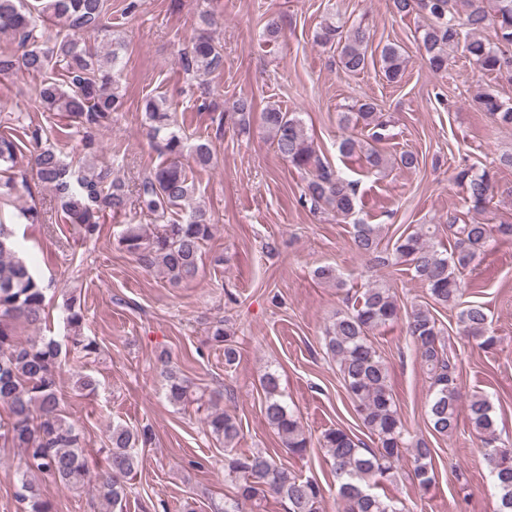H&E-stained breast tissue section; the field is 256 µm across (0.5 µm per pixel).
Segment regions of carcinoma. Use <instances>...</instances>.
I'll return each mask as SVG.
<instances>
[{
    "label": "carcinoma",
    "mask_w": 512,
    "mask_h": 512,
    "mask_svg": "<svg viewBox=\"0 0 512 512\" xmlns=\"http://www.w3.org/2000/svg\"><path fill=\"white\" fill-rule=\"evenodd\" d=\"M398 14L425 12L431 24L423 29L422 47L430 68H448L450 55L461 46L477 68L512 79V0H392ZM49 22L58 28L55 38L42 40L38 28ZM112 27L110 0H0V34L17 41L15 53L0 54V74L24 70L42 77L38 103L50 112H63L70 128L82 134L83 157L75 164L65 161L61 151L49 143L41 128L26 130L21 140L12 133L0 135V167L13 168L15 158L27 149L33 158L32 179L51 189L59 201L65 222L84 241L98 238L100 218L110 211L119 215L130 198L153 220V229L125 224L118 235L119 249L147 270H159L172 285L197 277L201 250L213 235V224L206 209L194 204L196 186L182 162L186 141L176 129V106L164 95L145 99L142 122L165 160L132 186L122 182L112 166L97 164L95 134L112 124V114L123 107V95L116 79V67L123 43L112 39V49L101 55L95 34ZM492 36H485L486 30ZM369 31L359 24L349 29L327 24L317 34L324 44L341 47L342 67L357 73L366 66L364 45ZM382 69L390 82L398 81L407 60L395 44L381 50ZM182 68L206 77L224 67L221 48L201 35L184 49ZM480 109L496 123L512 127V100L492 92L477 96ZM261 119L272 135L277 153L292 166L310 175L302 203L327 207L344 219L356 211L355 184L323 161L296 112H285L269 105ZM356 124L365 138L349 135L339 150L347 156L362 155L369 168L381 171L387 157L374 144L389 137L388 123L381 119L376 103L368 98L358 105ZM191 155L201 167L213 161L209 142L193 145ZM455 180L466 187L472 209L480 211L493 193L490 172L470 168L457 171ZM29 189L27 177L0 178V197ZM453 243L440 249L436 233L419 229L400 235L392 245L396 263L414 270L428 289L431 302L414 307L406 321V334L416 346L417 355L431 375L432 393L428 404L429 422L434 433L446 436L456 431L460 410L477 438L484 444V460L500 492L499 512H512V446L495 447V419L491 405L482 395L473 394L461 402L457 374L445 348L443 328L434 306H457L465 295L461 279L477 256L496 241L512 239V224H463L452 221ZM383 227L379 224H353L356 250L382 263ZM18 242L8 224H0V405L8 418L0 422V439L22 449L17 469L21 473V498L25 512H53L52 503L41 491V482L50 479L73 492H80L94 481L97 498L107 512H124L129 481L137 472L138 450L150 446L154 433L150 426L130 429L114 425L107 446L99 449L103 463L94 468L82 445V433L64 414L68 395L60 386L62 355L71 352L85 359L100 353L95 339L85 332L81 300L74 294L63 299L64 335L34 336L21 341V325L38 329L47 319V288L35 267L17 256ZM321 283L340 284L335 267L322 265L314 270ZM401 319L399 304L391 289L373 283L361 293L352 310L336 313L326 330L327 352L336 359L343 386L354 402L363 427L377 438V448H364L359 439L343 427L325 430L320 444L333 461L337 495L343 512H401L394 501L374 492L382 480L393 477L395 464L412 459L411 477L418 487L428 490L435 481L432 448L423 439H411L389 385L388 369L372 345L370 333L392 326ZM465 335L478 345L495 344L489 334L486 308L471 302L460 311ZM211 338L224 344V362L231 365L239 352L224 329L212 326ZM167 398L174 406H196L204 413V424L216 441L224 444V478L235 485L231 503L224 512H244V506L267 496L287 502L288 512H325L323 490L317 480L297 474L288 464L264 452L249 454L236 449L240 425L235 417L212 409L211 399L193 393L192 386L177 371L164 370ZM265 395L264 418L277 432L288 453L302 457L309 446L299 417L283 400L280 377L266 372L261 381Z\"/></svg>",
    "instance_id": "cac0c4a2"
}]
</instances>
